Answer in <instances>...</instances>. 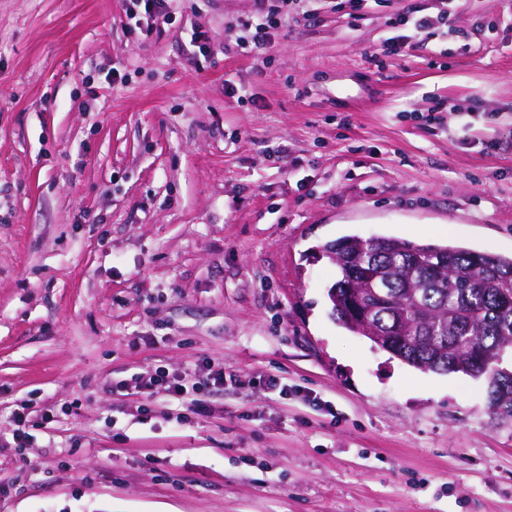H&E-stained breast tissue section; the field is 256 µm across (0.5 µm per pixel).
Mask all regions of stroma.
Masks as SVG:
<instances>
[{"mask_svg":"<svg viewBox=\"0 0 512 512\" xmlns=\"http://www.w3.org/2000/svg\"><path fill=\"white\" fill-rule=\"evenodd\" d=\"M267 2L145 35L128 0H0V512H512L485 379L338 324L319 254L512 256V0H312L258 59ZM212 364L199 415L136 386ZM276 12H279L276 8L268 12L260 11L257 16L248 18L241 23L246 34L242 46L255 58L263 57L271 48L268 41V29L272 26L273 15Z\"/></svg>","mask_w":512,"mask_h":512,"instance_id":"obj_1","label":"stroma"}]
</instances>
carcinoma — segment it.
<instances>
[{"instance_id":"obj_1","label":"carcinoma","mask_w":512,"mask_h":512,"mask_svg":"<svg viewBox=\"0 0 512 512\" xmlns=\"http://www.w3.org/2000/svg\"><path fill=\"white\" fill-rule=\"evenodd\" d=\"M345 255L334 261L331 314L350 332L372 334L392 356L417 369L486 378L492 408L512 418V372L500 368L512 348V257L457 245L384 236H343L324 245ZM375 278L360 289L361 322L348 318L358 268Z\"/></svg>"}]
</instances>
